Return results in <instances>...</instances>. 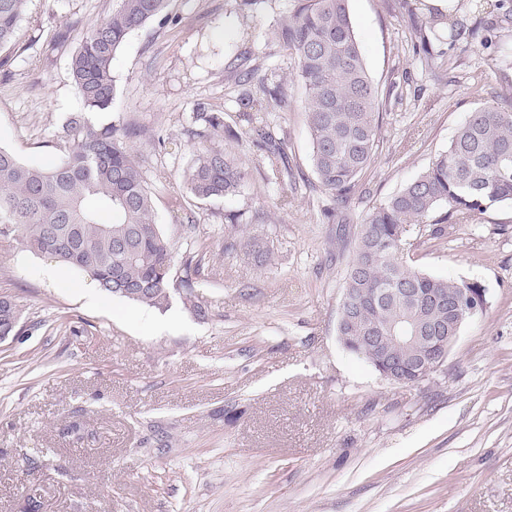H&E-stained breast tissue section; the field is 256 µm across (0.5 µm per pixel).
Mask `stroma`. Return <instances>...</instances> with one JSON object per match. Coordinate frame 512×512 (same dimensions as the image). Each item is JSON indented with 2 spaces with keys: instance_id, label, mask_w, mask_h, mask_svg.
Instances as JSON below:
<instances>
[{
  "instance_id": "35a3bbf8",
  "label": "stroma",
  "mask_w": 512,
  "mask_h": 512,
  "mask_svg": "<svg viewBox=\"0 0 512 512\" xmlns=\"http://www.w3.org/2000/svg\"><path fill=\"white\" fill-rule=\"evenodd\" d=\"M296 4L170 0L177 24L148 23L113 62L120 103L91 120L136 132L130 146L178 261L166 309L107 295L0 236V294L22 310L19 336L0 344V512H512V204L411 249L423 272L487 289L440 371L390 384L337 336L365 214L445 151L475 107L512 109L500 96L512 70L489 67L480 44L493 8L459 0L450 16L426 0H348L381 91L380 146L360 178L363 199L328 219L331 199L317 185L270 183L256 145L194 117L202 105L233 126V68L247 57L255 104H266L264 88L284 87L287 102L269 119L293 172L311 175L304 93L276 40ZM111 12L112 0H29L0 61V146L22 162L65 155L59 134L80 108L68 27ZM413 13L461 27L455 46L433 44L442 67L415 55ZM205 146L247 158L238 196L187 193ZM253 238L269 249L266 263ZM188 258L199 264L203 318L178 285ZM49 267L59 280L45 277Z\"/></svg>"
}]
</instances>
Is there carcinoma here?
Returning <instances> with one entry per match:
<instances>
[{
  "label": "carcinoma",
  "mask_w": 512,
  "mask_h": 512,
  "mask_svg": "<svg viewBox=\"0 0 512 512\" xmlns=\"http://www.w3.org/2000/svg\"><path fill=\"white\" fill-rule=\"evenodd\" d=\"M170 0H114L112 13L86 31L69 61L81 109L65 125L67 154L44 167L21 162L0 147V235H15L33 253L51 254L91 276L103 292L158 309L169 305L175 255L156 224L151 196L129 146L130 130L114 123L98 126L88 113H110L117 103L112 64L129 34L149 22L173 20ZM27 0H0V51L15 45ZM418 37L414 53L421 65H438L431 39L457 40L425 24L408 10ZM277 37L305 90L304 109L311 143V166L318 187L341 209L357 192L361 174L375 155L380 134L379 90L371 77L353 27L347 0H300L281 24ZM481 45L497 68L512 67L502 52L498 24L487 27ZM246 122L243 133L265 148L268 159L285 158V141L274 138L263 119L250 114L253 99H238ZM250 175L241 158L221 149L200 150L185 185L198 201L240 193ZM512 203V112L498 106L475 108L430 166L384 204L369 211L357 231L343 288L355 297L343 305L337 335L349 336L350 354L368 362L376 351L359 341L375 324L391 335L406 316L400 301L359 307L380 288H418L456 298L477 282L430 276L401 258L410 227L426 240L448 238V229L469 221L495 204ZM110 220L102 221L101 212ZM198 265L183 262L185 299L199 316Z\"/></svg>",
  "instance_id": "cac0c4a2"
}]
</instances>
